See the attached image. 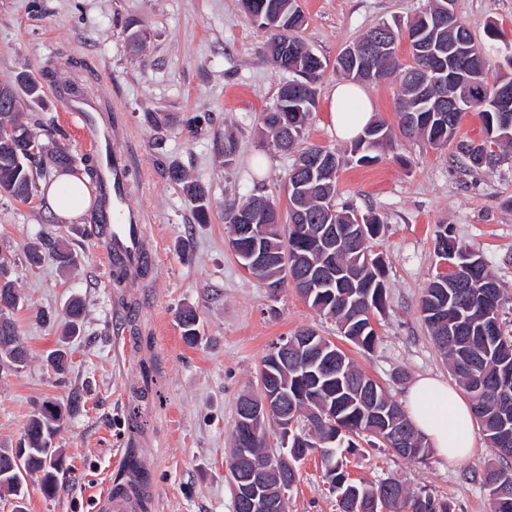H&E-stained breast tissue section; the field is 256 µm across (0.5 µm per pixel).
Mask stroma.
I'll use <instances>...</instances> for the list:
<instances>
[{"label": "stroma", "instance_id": "1", "mask_svg": "<svg viewBox=\"0 0 512 512\" xmlns=\"http://www.w3.org/2000/svg\"><path fill=\"white\" fill-rule=\"evenodd\" d=\"M425 0H299L301 36L332 66L337 55L376 24L414 17ZM476 39L488 21L512 33V0H455ZM143 34L142 52L129 43ZM266 33L239 0H0V84L18 74L38 81L26 123L45 154L74 160L91 154L89 138L69 118L70 87L97 106L100 122L120 119L136 155L129 204L140 211L154 250L146 275L114 281L104 265V240L87 236V218L56 216L46 197L59 169L39 178L25 201L0 195V255L21 301L9 314L29 350L21 370H0V449L16 447L47 402L70 408L53 446L66 468L55 495L41 476L27 479L26 512H97L108 486L126 482L137 463L146 477L144 512H233L228 484L232 430L240 394L258 391L262 360L280 338L310 327L333 341L405 403L418 377L451 381L419 311L437 273L434 237L447 225L460 245L479 248L512 297V161L492 171L468 170L451 149L401 139L369 165L343 164L336 201L379 214L382 235L370 243L386 265L388 306L376 317L378 341L366 351L345 339L294 290L270 294L245 272L228 245L224 205L250 194L283 197L293 155L261 134L262 114L288 76L266 52ZM337 81L332 69L317 86L318 106L304 144L344 150L327 112ZM58 135H50L49 127ZM238 143L224 162V135ZM208 192L209 221L197 223L169 162ZM45 239L78 258L61 266L51 252L29 264L26 252ZM86 307L70 344L65 372L47 354L66 329V306ZM197 309L199 340L187 344L178 324ZM474 453L462 461L430 454L420 462L361 443L346 459L350 479L395 477L447 498L455 512H490L482 473L490 449L473 429ZM286 512H339L318 454H310L288 493Z\"/></svg>", "mask_w": 512, "mask_h": 512}]
</instances>
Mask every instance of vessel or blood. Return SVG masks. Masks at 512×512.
<instances>
[{
    "mask_svg": "<svg viewBox=\"0 0 512 512\" xmlns=\"http://www.w3.org/2000/svg\"><path fill=\"white\" fill-rule=\"evenodd\" d=\"M71 117L88 132L92 148L100 163L99 197L106 220L103 228L106 241V263L124 277H135L151 261L145 226L138 211L128 202V169L132 152L123 147L124 134L120 123L99 125L91 105L71 100ZM138 500L131 495L104 492L97 501L98 512H136Z\"/></svg>",
    "mask_w": 512,
    "mask_h": 512,
    "instance_id": "1",
    "label": "vessel or blood"
}]
</instances>
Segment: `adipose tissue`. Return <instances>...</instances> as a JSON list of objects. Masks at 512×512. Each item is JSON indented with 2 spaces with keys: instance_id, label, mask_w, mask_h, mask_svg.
I'll list each match as a JSON object with an SVG mask.
<instances>
[{
  "instance_id": "obj_1",
  "label": "adipose tissue",
  "mask_w": 512,
  "mask_h": 512,
  "mask_svg": "<svg viewBox=\"0 0 512 512\" xmlns=\"http://www.w3.org/2000/svg\"><path fill=\"white\" fill-rule=\"evenodd\" d=\"M330 120L338 139L353 141L372 118V104L357 84L341 81L328 97ZM406 413L439 456L450 461L466 457L473 448V417L469 403L448 383L431 377L414 381Z\"/></svg>"
}]
</instances>
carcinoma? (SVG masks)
Returning <instances> with one entry per match:
<instances>
[{
  "label": "carcinoma",
  "mask_w": 512,
  "mask_h": 512,
  "mask_svg": "<svg viewBox=\"0 0 512 512\" xmlns=\"http://www.w3.org/2000/svg\"><path fill=\"white\" fill-rule=\"evenodd\" d=\"M244 12L271 19L264 31L269 33L266 49L275 67L293 75L278 90L276 102L262 116V129L272 143H277L282 130H288V147L295 148L303 140L305 127L316 109V85L323 78L326 60H317L316 53L306 47L299 35L305 19L299 14L297 0H241ZM440 0H426L424 8L407 22L394 21L391 31L383 34L379 28L388 26L381 22L353 42L356 56H361L363 46L375 45L374 70L359 69L353 60L338 56L336 63L341 74L350 81L365 83L387 75L397 77L400 92L397 96L398 129L402 136L421 138L434 148L456 143L453 156L459 158L468 169L493 170L502 162L500 151L512 148V129L503 128L494 110L495 90L512 87V39L496 23L487 24L485 39L478 41L464 22L455 29L434 30L433 15L438 11ZM423 33L432 41L431 56L419 58L410 53L405 59L398 55L400 39L406 31ZM473 43L474 58L459 67L456 80L480 89L473 97L471 106L457 112L439 110L434 101H425L423 85L432 83V92L439 89L436 79L448 78L442 62L448 61V45L460 41ZM476 112L482 123L483 139L479 141L456 140L457 131L465 112ZM392 139V130L386 122L371 121L363 133L351 145V154L357 162L370 164L377 160L375 152ZM497 146V151L487 150L486 143ZM37 143L33 135L22 124L16 122L15 114L6 112L0 117V191L19 200L29 199L37 190L29 163L36 158ZM324 152L332 159V167L339 168L341 159L336 151L322 146L305 148L290 168L288 175L304 179L302 186L301 212L292 209L287 202L286 211L272 200L267 203L277 209L276 222L266 225L263 245L276 252H288V260L301 256L308 264L319 267H336L340 276L330 288H317L308 296L303 295L311 307L320 314L336 320L340 333L347 340L365 349H374L377 333L374 328L376 316L385 312L387 303L386 269L382 256L373 252L369 242L378 238L384 222L370 211L360 213L351 207L329 209V202L336 194V179L330 177L306 178L311 154ZM168 177L185 184L187 194L194 202L197 223L208 222L207 192L199 184L186 181L179 164L172 162L167 167ZM254 198L241 203L231 202L224 206V223L231 228L229 240H238V224L235 214L242 208L251 207ZM362 221H357V217ZM309 224H334L348 237L362 231V238L352 245L343 242L334 252H327L305 229ZM437 256H448L459 271L465 287L458 288L451 282L432 280L420 300V313L440 353L449 362L452 376L468 394L474 419L485 432L489 448L498 444L499 430L504 423L512 425V402H505L491 390L487 383L507 385L512 388V333L504 329L501 311L512 299L501 294L493 315H488L483 294L490 286H499L488 272L480 251L474 247L460 246L455 237L448 234V227L437 232L434 239ZM261 281L284 285L287 278H298L300 269L288 265L252 271ZM15 309L19 296L13 283L6 278V259L0 256V301ZM84 313L81 301L69 305L70 320L66 334L76 336ZM199 316L196 310L184 308L179 313V323L187 343L198 340ZM295 338L312 336L316 343H325L329 348L324 355L336 363V371L314 381L303 374L294 355L279 361L276 373L284 387L288 405L294 406L296 418L308 422L304 437H292L289 446L294 452L303 454L323 448V442L335 440L333 466L325 468L331 490L336 494L339 512H375L374 501L378 493L387 496L386 506L395 512H455L452 502L434 496L424 489L414 490L396 478H386L379 483L355 482L344 470L343 456L356 447L355 439L373 437L394 455L415 461L427 456L430 446L413 426L405 411L386 390L357 368L354 361L335 343L321 337L310 328L294 333ZM28 360V352L20 341L14 324L9 318L0 319V369L10 368L17 359ZM365 382L377 391L378 399L387 407L386 418L369 413L355 384ZM64 421L61 407L46 403L28 423L24 437L17 447L0 450V494L14 499L15 512H25L26 477L32 472H43L41 491L50 496L57 488V472L62 467L51 450L52 440ZM396 424L404 435L403 442L389 439L386 427ZM273 450L267 440L259 439L251 448V458L260 467L268 465ZM483 474V484L501 480L512 481V466L509 458L493 453Z\"/></svg>",
  "instance_id": "carcinoma-1"
}]
</instances>
